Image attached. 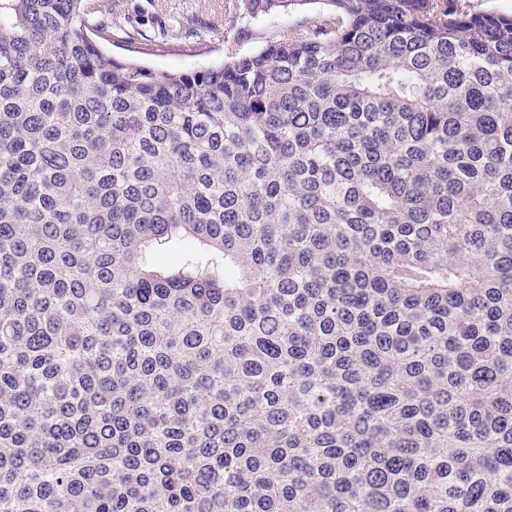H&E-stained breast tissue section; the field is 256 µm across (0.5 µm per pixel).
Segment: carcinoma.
Wrapping results in <instances>:
<instances>
[{"instance_id":"obj_1","label":"carcinoma","mask_w":512,"mask_h":512,"mask_svg":"<svg viewBox=\"0 0 512 512\" xmlns=\"http://www.w3.org/2000/svg\"><path fill=\"white\" fill-rule=\"evenodd\" d=\"M231 3L0 0V512H512V15ZM105 20L112 25L136 28L148 34L171 23L175 19H192L194 31L209 49L198 55L190 50L197 38L186 37L176 44L163 45L151 54L130 52L123 43L106 44L114 55L137 57L152 69L179 71L221 62L225 57L220 32L224 28V9L228 0H104ZM318 5H311L290 14L264 17L260 19H247L241 25V34L236 46L240 53L251 51L261 44L266 34L287 31L289 29L296 33H302L305 29V22L316 12Z\"/></svg>"}]
</instances>
